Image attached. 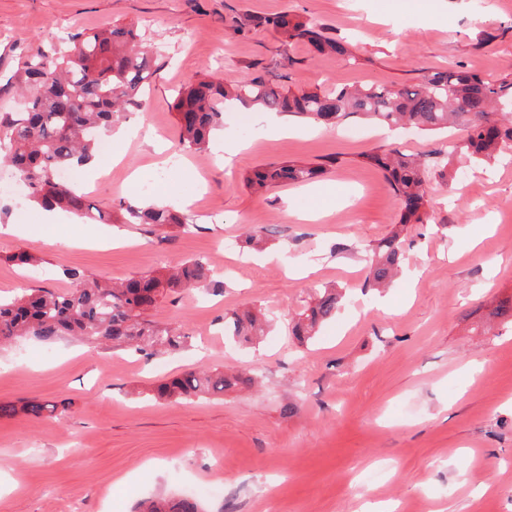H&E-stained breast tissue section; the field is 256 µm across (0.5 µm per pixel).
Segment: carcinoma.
Segmentation results:
<instances>
[{
	"label": "carcinoma",
	"instance_id": "obj_1",
	"mask_svg": "<svg viewBox=\"0 0 512 512\" xmlns=\"http://www.w3.org/2000/svg\"><path fill=\"white\" fill-rule=\"evenodd\" d=\"M233 34L246 37L269 30L283 43H303L317 55H347L348 48L321 23L286 12L258 15L236 12L224 18ZM161 53L142 41L136 26L79 32L58 57L39 54L25 62L18 75L23 107L0 114V166L11 168L22 180L28 201L44 207H62L87 224H147L157 229L183 226L189 219L167 207L127 206L102 210L73 185L60 181L64 168L78 169L98 155L102 133L112 129L123 113L141 107L149 80L157 71ZM257 106L264 112L291 117L334 129L348 118L371 120L387 127H409L439 132L451 128L447 157L491 162L512 148V110L502 114L491 130H483L485 116L512 103V78L488 81L461 69L427 70L420 80L402 86L343 85L327 90L292 91L262 77L223 83L204 75L181 88L174 102L179 142L202 152L211 133L224 127L227 103ZM382 171L401 205L400 227L382 238L366 260L363 287H388L401 267V234L408 224L427 217V186L423 160L396 149L378 148L363 155ZM323 164L283 161L256 168L243 177L249 188L278 183H307L324 175ZM66 275L74 288L66 293L40 290L0 301V343L28 336L52 341L78 336L90 343L124 348L135 354L177 353L191 345V337L177 329L160 327L150 312L170 293L191 290L212 281L208 261L193 258L171 273L143 274L118 286L103 284L71 269ZM343 295L334 287L315 291L296 313L293 336L306 344L321 325L336 317ZM269 320L256 307L224 314V334L238 343L253 344L266 335ZM255 379L243 373L194 371L159 383L155 399L177 402L215 395L233 388L249 389ZM54 405L29 400L18 406L0 402V417L20 412L40 417ZM141 512H201L193 496L159 498L142 505Z\"/></svg>",
	"mask_w": 512,
	"mask_h": 512
}]
</instances>
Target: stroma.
<instances>
[{"instance_id":"1","label":"stroma","mask_w":512,"mask_h":512,"mask_svg":"<svg viewBox=\"0 0 512 512\" xmlns=\"http://www.w3.org/2000/svg\"><path fill=\"white\" fill-rule=\"evenodd\" d=\"M0 0V113L18 102L7 86L32 54H53L74 33L115 23L144 28L165 57L127 124L153 144L113 146L118 164L82 170L79 187L104 210L146 206L166 185L192 229L124 224L109 230L0 195V295L65 291L68 269L121 282L204 257L211 288L170 294L155 320L193 336L174 356L145 357L69 336L0 347V402L66 404L65 415L0 419V512H136L149 497L222 487L202 499L220 512H512V323L492 317L512 298V153L495 164L451 165L431 178L429 221L409 225L402 270L391 288L362 291L365 253L397 223L400 205L364 153L385 146L428 162L448 149L443 133H406L362 121L330 130L287 118L276 136L248 109L224 115L212 148L183 150L173 109L177 90L202 74L226 83L265 75L280 62L292 90L340 84L403 85L425 68L464 67L487 80L512 74V0ZM290 11L349 41L352 59L316 56L274 34L239 37L227 14ZM232 147L229 160L219 150ZM326 162L322 185L338 188L330 215L307 184L261 195L242 181L273 162ZM237 269L224 242L246 234ZM33 257L30 265L14 255ZM346 290L335 319L308 346L291 320L316 288ZM385 299L386 310L371 303ZM256 305L271 329L256 345L224 340L226 312ZM243 371L256 386L206 400L159 403L162 379L194 370ZM294 405L285 414V405ZM467 459L458 468L455 459Z\"/></svg>"}]
</instances>
